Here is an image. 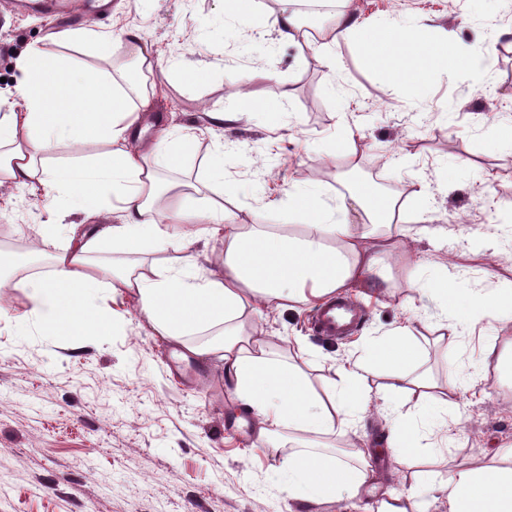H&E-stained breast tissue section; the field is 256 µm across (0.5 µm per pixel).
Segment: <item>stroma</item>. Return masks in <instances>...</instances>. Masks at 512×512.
<instances>
[{
	"label": "stroma",
	"mask_w": 512,
	"mask_h": 512,
	"mask_svg": "<svg viewBox=\"0 0 512 512\" xmlns=\"http://www.w3.org/2000/svg\"><path fill=\"white\" fill-rule=\"evenodd\" d=\"M0 0V105L15 100L18 55L38 45L55 53L53 21ZM375 24L430 18L423 42L447 34L438 67L426 82L388 80L357 38L339 41L332 57L319 45L280 40L272 27L279 0H250L240 28L226 29L224 0H108L110 18L138 29L153 45L154 107L143 121L175 115L188 146L159 156L168 179L206 183L207 196L232 193L242 223L282 225L277 206L289 187L316 186L325 200L346 194L350 174L331 162L342 125L365 138L363 181L380 191H406L416 177L426 199L406 214L410 226L439 233L415 243L427 264L447 267L456 288L512 283V146L498 137L512 121V0H354ZM491 50L482 84L460 59ZM242 112L229 127L209 129L211 110ZM224 159L223 183H208L205 160ZM48 215L26 191L0 201V250L27 273L47 272L28 251ZM391 280L362 290L366 320L351 337L314 334L310 311L259 315L256 325L276 346L299 340L324 366L341 365L364 343L393 334L410 315L426 331L440 313L432 291L406 287L396 258ZM0 512H346L334 501L317 507L288 500L284 457L254 447V430L236 427V402L210 362L178 359L171 344L147 335L127 301L108 303L103 334L77 340L19 322L23 292L0 302ZM480 337L419 353L418 369L456 386L455 404L435 420L448 444L431 466L399 473L379 445L389 407L415 413L408 395L378 402L373 416L347 435L327 437V452L372 448L374 479L367 501L416 484L418 512H448L433 490L463 463L483 464L512 449V376L482 369Z\"/></svg>",
	"instance_id": "35a3bbf8"
}]
</instances>
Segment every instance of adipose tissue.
I'll list each match as a JSON object with an SVG mask.
<instances>
[{
    "mask_svg": "<svg viewBox=\"0 0 512 512\" xmlns=\"http://www.w3.org/2000/svg\"><path fill=\"white\" fill-rule=\"evenodd\" d=\"M334 38L359 37L394 53L409 65L413 82L435 66L433 48L407 25L372 27L352 10L337 12ZM60 52L34 48L16 61L19 104L0 114V186L27 191L46 211L80 203L98 215L105 198L119 213L114 224H62L47 220L39 230L50 247L43 276L0 274V291H22L32 308L26 318L41 327L75 336L100 333L105 297L134 302L150 335L215 362L224 385L253 415L255 441L266 448L273 437L298 444L286 458L288 497L322 504L360 500L371 480L369 449H355L358 466L314 452V435L347 434L371 408L373 394L412 392L419 409L445 408L456 394L429 375L409 377L418 331L404 326L372 341L360 358L333 369L313 386L307 370L317 358L304 345L273 350L253 321L269 310L279 314L316 307L353 288L371 287L385 275V256H397L406 285L448 294L447 278L425 279L412 239H428L435 227L408 234L410 204L428 194L413 180L406 195H372L352 187L332 205L317 188L304 200L314 210L289 207L297 230L269 231L243 224L223 198L196 205V184L162 180L157 156L183 145L172 132L145 140L142 112L152 105L148 91L129 94L126 83L104 68L77 67L74 52L106 45L109 33L88 26L53 35ZM103 151L87 155L83 146ZM212 241L198 251L200 240ZM462 307L433 325L434 343L448 346L473 335L484 320L512 324V290L461 289ZM387 366L388 383L370 388L375 362ZM415 422L399 411L386 419L383 439L397 470L419 457L410 441ZM448 512H512V454L493 455L490 464L465 465L444 484Z\"/></svg>",
    "mask_w": 512,
    "mask_h": 512,
    "instance_id": "ef3b65f1",
    "label": "adipose tissue"
}]
</instances>
